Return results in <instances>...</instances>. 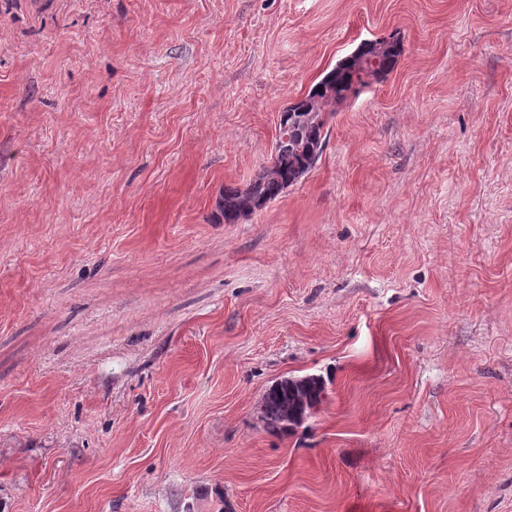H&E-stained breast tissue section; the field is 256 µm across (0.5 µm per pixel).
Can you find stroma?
<instances>
[{
    "instance_id": "stroma-1",
    "label": "stroma",
    "mask_w": 512,
    "mask_h": 512,
    "mask_svg": "<svg viewBox=\"0 0 512 512\" xmlns=\"http://www.w3.org/2000/svg\"><path fill=\"white\" fill-rule=\"evenodd\" d=\"M0 512H512V0H0ZM400 38L364 42L328 71L309 92L288 103L281 111L269 165L263 174L244 187H225L220 201L224 223L235 224L296 184L317 163L332 107L356 97L373 81H382L395 69L403 54ZM372 59L379 67L372 70ZM321 88V91H318ZM259 202L263 205L258 207ZM282 393V396H279ZM325 398V382L315 375L284 378L272 385L262 401V421L270 431L285 429L288 413L311 415ZM305 401L307 408H305Z\"/></svg>"
}]
</instances>
